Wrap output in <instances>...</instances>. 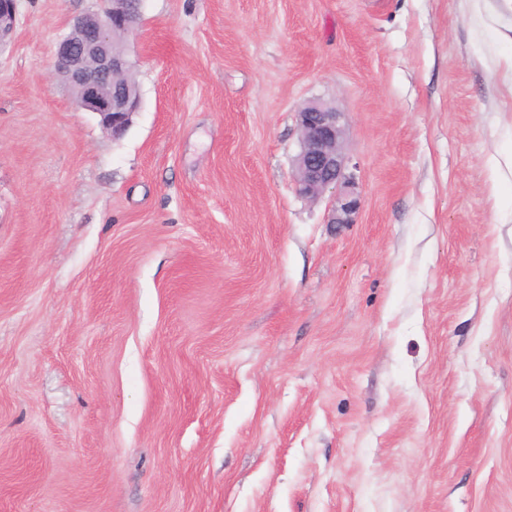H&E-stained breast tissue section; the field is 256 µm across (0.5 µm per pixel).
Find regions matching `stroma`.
<instances>
[{
  "label": "stroma",
  "instance_id": "35a3bbf8",
  "mask_svg": "<svg viewBox=\"0 0 512 512\" xmlns=\"http://www.w3.org/2000/svg\"><path fill=\"white\" fill-rule=\"evenodd\" d=\"M96 6L0 46V512H512V0H142L117 139ZM99 12L78 17L71 33L59 42L54 67L72 89L80 109L100 116L113 138L124 134L140 108V98L118 77L131 69L126 51H112L116 30L130 34L137 28L138 12L126 0H101ZM300 152L295 159L299 193L317 198L328 190L336 197L330 223L350 224L359 209L357 184L348 173V158L343 150L344 112L321 102H308L297 112Z\"/></svg>",
  "mask_w": 512,
  "mask_h": 512
}]
</instances>
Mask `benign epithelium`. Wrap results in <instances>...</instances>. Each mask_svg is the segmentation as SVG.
I'll return each mask as SVG.
<instances>
[{
    "label": "benign epithelium",
    "mask_w": 512,
    "mask_h": 512,
    "mask_svg": "<svg viewBox=\"0 0 512 512\" xmlns=\"http://www.w3.org/2000/svg\"><path fill=\"white\" fill-rule=\"evenodd\" d=\"M16 13L17 0H0V45L13 32ZM137 23L138 14L127 8L126 0H101V10L78 17L55 51V71L72 89L76 106L99 115L114 138L128 128L140 108V98L128 85L118 83V77L131 69V61L126 52L112 51V44L116 31L130 34ZM297 124L300 152L295 159V177L299 193L317 198L333 191L336 203L330 223H353L360 200L343 150L344 113L311 101L298 110Z\"/></svg>",
    "instance_id": "7a95c632"
}]
</instances>
